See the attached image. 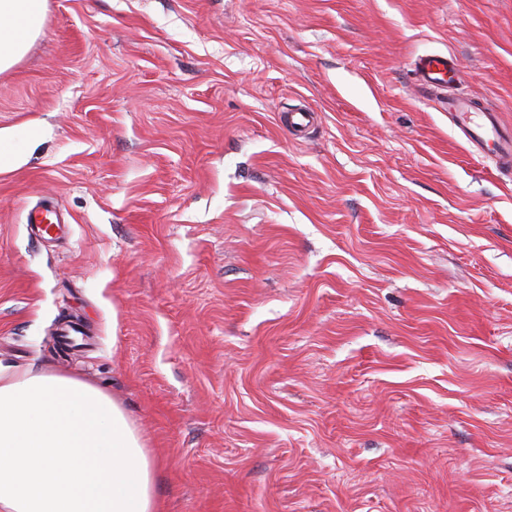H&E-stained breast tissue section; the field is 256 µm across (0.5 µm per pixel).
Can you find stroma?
I'll list each match as a JSON object with an SVG mask.
<instances>
[{
    "label": "stroma",
    "mask_w": 512,
    "mask_h": 512,
    "mask_svg": "<svg viewBox=\"0 0 512 512\" xmlns=\"http://www.w3.org/2000/svg\"><path fill=\"white\" fill-rule=\"evenodd\" d=\"M423 54L512 128V0H47L0 74V364L119 401L159 512H512V175ZM413 67L418 82L441 95L436 97V104L448 112L478 154L501 166L512 162V132L501 128L494 112H477L469 98L455 91L456 70L451 57L424 55L415 60ZM478 116L481 119L476 121L474 117Z\"/></svg>",
    "instance_id": "stroma-1"
}]
</instances>
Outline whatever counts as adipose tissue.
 <instances>
[{
    "label": "adipose tissue",
    "instance_id": "ef3b65f1",
    "mask_svg": "<svg viewBox=\"0 0 512 512\" xmlns=\"http://www.w3.org/2000/svg\"><path fill=\"white\" fill-rule=\"evenodd\" d=\"M45 0H0V73L42 31ZM156 460L124 407L58 372L0 366V512H159Z\"/></svg>",
    "mask_w": 512,
    "mask_h": 512
}]
</instances>
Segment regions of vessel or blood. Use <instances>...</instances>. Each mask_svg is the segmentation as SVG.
I'll return each instance as SVG.
<instances>
[{
	"instance_id": "1",
	"label": "vessel or blood",
	"mask_w": 512,
	"mask_h": 512,
	"mask_svg": "<svg viewBox=\"0 0 512 512\" xmlns=\"http://www.w3.org/2000/svg\"><path fill=\"white\" fill-rule=\"evenodd\" d=\"M413 67L418 82L436 93L439 108L448 112L478 154L501 166L512 162V132L501 128L493 112H477L469 98L456 92L451 57L424 55L415 60Z\"/></svg>"
}]
</instances>
